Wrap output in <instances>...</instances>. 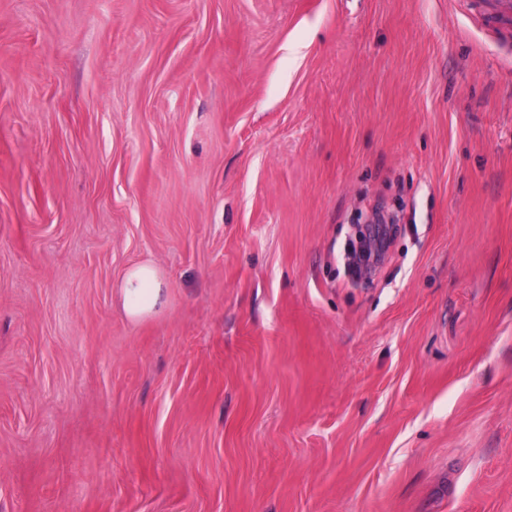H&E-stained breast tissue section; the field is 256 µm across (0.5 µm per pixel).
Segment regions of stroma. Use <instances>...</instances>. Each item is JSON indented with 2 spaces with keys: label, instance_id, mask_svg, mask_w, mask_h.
Segmentation results:
<instances>
[{
  "label": "stroma",
  "instance_id": "stroma-1",
  "mask_svg": "<svg viewBox=\"0 0 512 512\" xmlns=\"http://www.w3.org/2000/svg\"><path fill=\"white\" fill-rule=\"evenodd\" d=\"M0 512H512V0H0ZM162 286V281L151 265L141 264L129 270L119 288L126 315L138 319L151 313L159 302Z\"/></svg>",
  "mask_w": 512,
  "mask_h": 512
}]
</instances>
